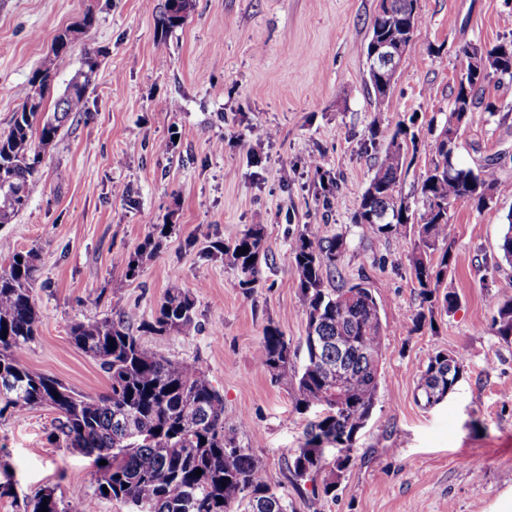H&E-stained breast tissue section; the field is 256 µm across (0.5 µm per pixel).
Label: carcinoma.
I'll list each match as a JSON object with an SVG mask.
<instances>
[{
  "instance_id": "1",
  "label": "carcinoma",
  "mask_w": 512,
  "mask_h": 512,
  "mask_svg": "<svg viewBox=\"0 0 512 512\" xmlns=\"http://www.w3.org/2000/svg\"><path fill=\"white\" fill-rule=\"evenodd\" d=\"M190 0H165L162 25L182 24ZM422 18L417 0H392L391 6L374 14L364 45L369 87L376 99L387 103L395 74L374 72L373 47L399 40L409 44ZM77 30L66 28L54 38L53 52L34 73L26 100L14 113L8 130L0 133V224H8L26 207L36 175L61 128L84 111L86 94L93 82L98 55L84 54L53 111L46 110L52 77L69 63V51ZM512 81V44L486 48L481 71L461 73L453 104L463 101L470 108L482 104L483 85L491 79ZM464 118L451 112L448 122L425 149L431 166L422 177L420 208L396 196L405 175L409 152H417L416 134L397 124L377 159L375 173L360 200L354 223L369 229L372 238L387 241L400 227L413 225L414 241L408 254L412 277L428 311H447L455 296L438 288L448 274L454 227L451 212L461 202L489 207L487 198L506 194L509 183L501 180L496 163L488 159L479 167L459 168L454 150L462 130L454 122ZM242 247L248 248L244 254ZM150 235L129 261V275H137L156 254ZM346 250L341 235L326 236L308 230L292 243L286 263L294 271L307 318L304 364H295L296 351L275 326L263 332L259 364L273 377L291 381L296 388L295 409L304 414L317 411L304 445L293 449L288 469L297 478L314 479L325 474L321 494L330 496L348 471L350 454L328 461L321 444L343 437L352 445L364 428L378 399L380 364L386 347L385 328L373 291L364 281L329 286ZM208 257L222 256L236 268L240 285L250 292L255 272L266 256L262 225L255 224L231 244H214ZM22 261H17V258ZM34 251H15L0 266V403L5 409L24 412L50 406L60 415V430L71 447L93 458L97 478L95 497L112 499L130 507V512H288V502L268 482L256 458L238 448V434L247 425L246 416L224 420V398L212 385L199 363L157 357L149 353L135 332L164 335L195 325L194 298L181 288H171L152 319L127 315L76 322L70 328L73 345L97 360L109 375V391L100 397L80 394L54 377L30 371L24 363L27 345L37 336L42 313L37 304ZM493 328L503 340L512 339V295L491 300ZM341 362L347 382L345 391L327 375ZM462 372L457 355L438 351L417 375L418 399L432 407L450 393ZM107 464L102 465L100 461ZM202 474H195V470ZM48 512H94L88 499L60 507L55 490L47 488L34 500L32 512L42 504Z\"/></svg>"
}]
</instances>
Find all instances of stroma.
<instances>
[{
  "label": "stroma",
  "mask_w": 512,
  "mask_h": 512,
  "mask_svg": "<svg viewBox=\"0 0 512 512\" xmlns=\"http://www.w3.org/2000/svg\"><path fill=\"white\" fill-rule=\"evenodd\" d=\"M164 0H0V132L7 130L28 80L68 27L78 33L64 92L85 52L99 69L86 111L47 149L27 206L0 224V264L18 250L36 253L35 298L43 317L26 348L29 370L98 397L110 385L99 363L75 348L72 324L129 314L151 318L172 285L189 290L195 326L142 334L160 357L199 362L224 397V416H249L238 441L261 464L288 512H491L512 490V341L492 327L491 296L512 289V265L499 244L512 196L452 212L450 312L416 325L422 308L409 268L411 227L378 242L355 224L384 138L408 121L419 141L445 122L464 46L512 41V0H418L422 24L403 55L389 104L366 87L363 46L378 0H192L183 24L161 31ZM97 21L88 29L86 13ZM496 115L476 108L454 152L471 167L499 158L512 182V83L487 82ZM222 152H215L216 142ZM317 156L320 170L310 169ZM172 230L137 277L127 263L154 225ZM264 228L267 261L246 291L213 241ZM309 227L347 241L339 263L348 280L366 276L386 327L380 396L353 443V462L336 495L289 472L308 415L293 385L257 362L266 326L301 349L306 314L285 262ZM439 351L460 356L462 376L440 405L416 401L417 374ZM58 413L37 407L0 413V512H30L53 488L66 504L92 495L96 468L57 429Z\"/></svg>",
  "instance_id": "35a3bbf8"
}]
</instances>
